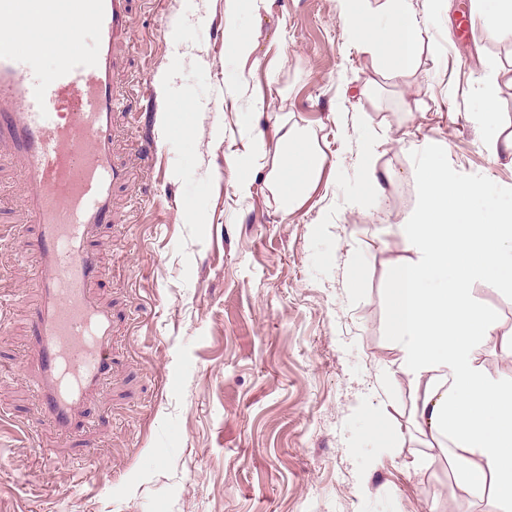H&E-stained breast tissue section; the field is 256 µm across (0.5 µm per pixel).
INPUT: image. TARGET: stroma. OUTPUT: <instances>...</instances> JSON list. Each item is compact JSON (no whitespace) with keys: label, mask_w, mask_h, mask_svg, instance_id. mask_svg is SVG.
Returning a JSON list of instances; mask_svg holds the SVG:
<instances>
[{"label":"stroma","mask_w":512,"mask_h":512,"mask_svg":"<svg viewBox=\"0 0 512 512\" xmlns=\"http://www.w3.org/2000/svg\"><path fill=\"white\" fill-rule=\"evenodd\" d=\"M414 91L439 111H405L402 88L372 72L344 34L336 0H269L241 12L256 46L224 48L225 0H132L121 50L127 102L116 109L113 157L128 181L113 192L95 294L111 307L114 365L60 435L22 372L39 273L23 172L0 160V512H490L446 492L453 472L411 416L407 383L391 375L388 308L397 226L419 199L417 145L443 139L457 177L485 190L469 208L495 224L512 214V161L493 158L481 114L512 132V41L493 34L496 0H447ZM241 85L225 98V85ZM265 98L263 111L251 102ZM197 111L187 112L186 102ZM269 144L312 131L331 163L304 205L287 212L267 174L274 154L233 165L240 129ZM386 141L373 195L359 151ZM253 179L251 197L235 185ZM497 331L479 350L512 374V285L475 283Z\"/></svg>","instance_id":"stroma-1"}]
</instances>
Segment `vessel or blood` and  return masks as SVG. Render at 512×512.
I'll return each mask as SVG.
<instances>
[{"label":"vessel or blood","instance_id":"b4317fda","mask_svg":"<svg viewBox=\"0 0 512 512\" xmlns=\"http://www.w3.org/2000/svg\"><path fill=\"white\" fill-rule=\"evenodd\" d=\"M91 25L97 50L65 52L53 76L35 67L33 29L58 19ZM132 32L129 0H0V148L20 165L21 196L36 226L39 271L29 307L33 356L24 372L41 413L60 433L79 423L112 369V312L94 294L91 242L112 223L116 51Z\"/></svg>","mask_w":512,"mask_h":512}]
</instances>
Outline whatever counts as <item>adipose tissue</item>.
<instances>
[{
	"label": "adipose tissue",
	"instance_id": "1",
	"mask_svg": "<svg viewBox=\"0 0 512 512\" xmlns=\"http://www.w3.org/2000/svg\"><path fill=\"white\" fill-rule=\"evenodd\" d=\"M347 33L372 61L375 71L406 80L422 53L440 55L425 45L428 21L446 11L447 0H338ZM266 0H226L224 46L249 60L255 45L239 34L241 10L257 14ZM287 165L272 169L287 211L300 208L318 188L324 158L313 139L289 129ZM479 180H462L445 167L427 168L420 202L398 227L402 255L390 292L389 323L395 338L394 372L412 393V414L419 431L432 441H448V453L462 477L451 498L492 501L496 512H512V377L488 371L478 349L497 325L477 302L478 281L512 279V225L487 224L464 204L481 193ZM456 267L445 287L425 291L429 275Z\"/></svg>",
	"mask_w": 512,
	"mask_h": 512
}]
</instances>
